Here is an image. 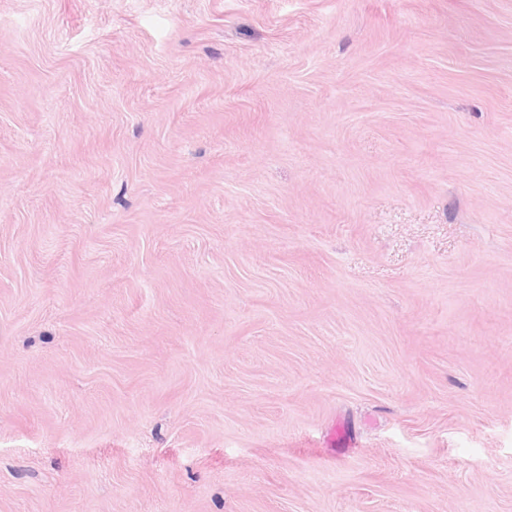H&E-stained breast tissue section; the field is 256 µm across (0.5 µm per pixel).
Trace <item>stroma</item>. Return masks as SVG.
I'll return each mask as SVG.
<instances>
[{
	"label": "stroma",
	"instance_id": "35a3bbf8",
	"mask_svg": "<svg viewBox=\"0 0 512 512\" xmlns=\"http://www.w3.org/2000/svg\"><path fill=\"white\" fill-rule=\"evenodd\" d=\"M0 512H512V0H0Z\"/></svg>",
	"mask_w": 512,
	"mask_h": 512
}]
</instances>
